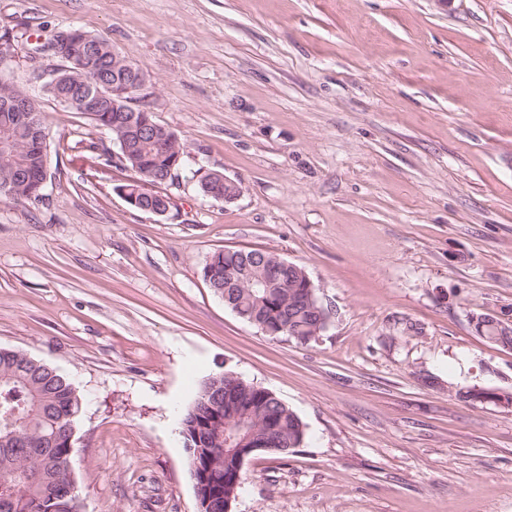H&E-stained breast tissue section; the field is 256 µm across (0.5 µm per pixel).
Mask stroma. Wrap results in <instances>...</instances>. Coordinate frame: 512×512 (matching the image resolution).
<instances>
[{
    "mask_svg": "<svg viewBox=\"0 0 512 512\" xmlns=\"http://www.w3.org/2000/svg\"><path fill=\"white\" fill-rule=\"evenodd\" d=\"M78 27L149 78L185 140L166 215L131 207L104 128L27 81ZM10 74L52 137L43 199H0V348L85 402L82 512H197L181 410L210 376L273 392L307 437L258 452L231 512H512V0H0ZM240 187L201 193L211 171ZM218 250L303 268L330 312L300 343L218 298Z\"/></svg>",
    "mask_w": 512,
    "mask_h": 512,
    "instance_id": "1",
    "label": "stroma"
}]
</instances>
